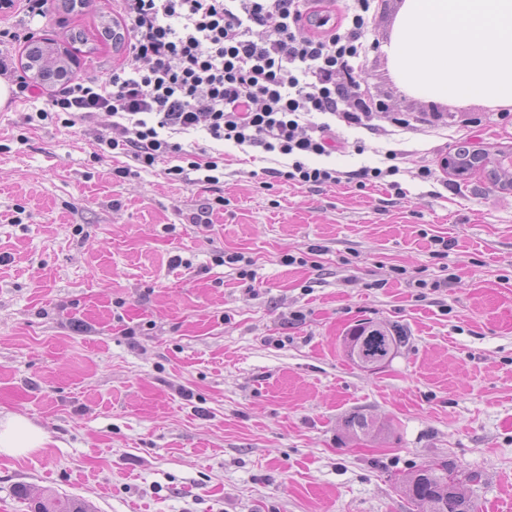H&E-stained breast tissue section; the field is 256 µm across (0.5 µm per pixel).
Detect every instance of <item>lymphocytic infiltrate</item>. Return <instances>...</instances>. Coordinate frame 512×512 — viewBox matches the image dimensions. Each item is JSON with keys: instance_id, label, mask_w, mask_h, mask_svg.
<instances>
[{"instance_id": "obj_1", "label": "lymphocytic infiltrate", "mask_w": 512, "mask_h": 512, "mask_svg": "<svg viewBox=\"0 0 512 512\" xmlns=\"http://www.w3.org/2000/svg\"><path fill=\"white\" fill-rule=\"evenodd\" d=\"M127 60L108 76L73 77L42 95L0 54V77L15 98L44 99L27 125L110 122L96 133L97 155L122 156L117 177L163 166L173 181L217 185L224 156L179 138L205 129L210 140L259 147L288 158L271 177L301 187L358 186L398 174L386 168L344 173L308 165L340 147L338 126L368 129L374 113L355 78L368 44L374 0H344L339 12L311 0H119Z\"/></svg>"}]
</instances>
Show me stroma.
<instances>
[{
    "label": "stroma",
    "mask_w": 512,
    "mask_h": 512,
    "mask_svg": "<svg viewBox=\"0 0 512 512\" xmlns=\"http://www.w3.org/2000/svg\"><path fill=\"white\" fill-rule=\"evenodd\" d=\"M402 3L377 0L360 72L384 119L341 128L349 146L325 160L348 172L400 150V196L267 185L282 157L230 142L217 186L158 168L120 180L84 126L29 129L28 104L0 107V412L49 434L0 456V512L48 489L92 512H414L410 474L441 459L478 512H512V192L441 166L459 145L512 150V106L406 91L386 52ZM118 17L87 0L34 36L84 32L73 73L95 78L125 60L98 34ZM361 322L406 340L359 366L344 336ZM356 412L382 435H351Z\"/></svg>",
    "instance_id": "stroma-1"
}]
</instances>
